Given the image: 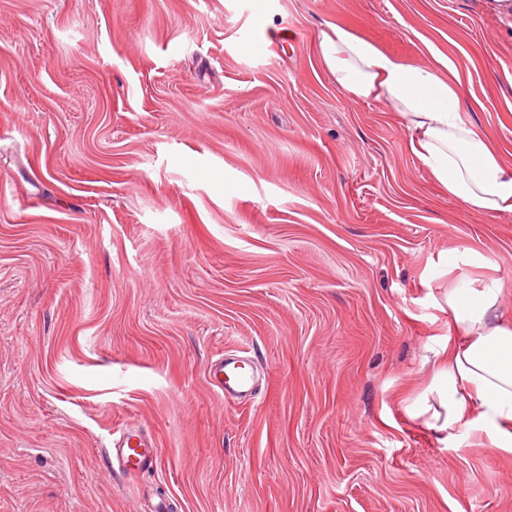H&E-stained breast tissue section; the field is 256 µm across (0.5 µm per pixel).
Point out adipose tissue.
<instances>
[{"label": "adipose tissue", "instance_id": "adipose-tissue-1", "mask_svg": "<svg viewBox=\"0 0 512 512\" xmlns=\"http://www.w3.org/2000/svg\"><path fill=\"white\" fill-rule=\"evenodd\" d=\"M320 57L352 98L397 112L410 148L449 197L493 218L512 212V165L487 137L460 120L462 80L456 62L436 56V68L415 67L335 25L320 39ZM455 338L438 352L418 407L439 433L478 435L512 452V311L497 286L471 279L445 291Z\"/></svg>", "mask_w": 512, "mask_h": 512}]
</instances>
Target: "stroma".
<instances>
[{"label":"stroma","mask_w":512,"mask_h":512,"mask_svg":"<svg viewBox=\"0 0 512 512\" xmlns=\"http://www.w3.org/2000/svg\"><path fill=\"white\" fill-rule=\"evenodd\" d=\"M336 24L452 57L512 163V4L0 0V512H512V452L413 416L443 291L512 310V213L463 209L336 84ZM130 421L159 457L132 477ZM211 383L224 392V400L244 399L253 396V374L238 371L236 362L218 360L210 366ZM224 374L226 378L224 379ZM157 457L155 442L135 424L128 423L119 436L113 439L112 460L123 474L136 475L151 469Z\"/></svg>","instance_id":"1"}]
</instances>
